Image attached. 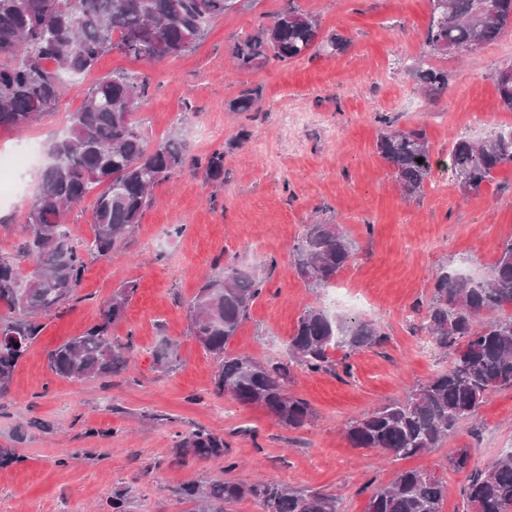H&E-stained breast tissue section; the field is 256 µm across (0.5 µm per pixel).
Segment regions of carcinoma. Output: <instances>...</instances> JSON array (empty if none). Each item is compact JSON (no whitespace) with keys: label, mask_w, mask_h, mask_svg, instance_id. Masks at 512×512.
<instances>
[{"label":"carcinoma","mask_w":512,"mask_h":512,"mask_svg":"<svg viewBox=\"0 0 512 512\" xmlns=\"http://www.w3.org/2000/svg\"><path fill=\"white\" fill-rule=\"evenodd\" d=\"M239 0H0V128L22 129L52 114L64 92L61 75L91 71L100 57L120 53L155 63L194 48L208 23ZM512 30V0H431L425 44L432 56L461 53ZM319 38V23L293 3L231 49L238 70L261 68L271 59L288 62L305 55ZM53 64L49 68L46 63ZM430 94L448 85V73L430 66L418 72ZM148 77L124 72L100 77L85 92L82 107L70 113L66 132L46 145L49 162L39 176V192L23 217L24 241L15 254H0V399L19 361L40 336L37 317L64 308L80 288L86 258L109 257L140 223L153 203L152 189L185 164L184 145L171 134L151 147L137 117ZM496 86L512 111V64L498 70ZM257 93L247 89L229 104L250 112ZM383 129L377 151L392 170L402 195L419 197L432 170V154L422 127ZM423 162H417V159ZM212 180L224 177V150L204 161ZM512 166V132L481 139L461 136L450 151L453 179L466 196L481 195L496 169ZM94 195L92 237L79 239L67 214ZM295 268L310 288H325L356 254V243L337 224H307L291 249ZM31 263L26 271L23 262ZM190 301L189 335L216 361L213 391L264 408L280 423L300 428L313 417L307 401L288 393L290 367L319 373L332 367L331 352L357 351L384 342L385 334L362 317L339 319L318 306L306 307L288 339V363L262 365L226 347L260 297L265 277L253 267L215 263ZM136 291L127 283L101 310V322L55 347L51 372L74 382L110 378L128 368L131 342L112 340L111 327L124 317ZM422 330L448 356V369L413 387L346 427L355 448L376 450L384 459L407 458L440 448L459 423L472 417L486 395L512 388V237L501 243L489 272L474 279L442 266L432 290ZM156 365L172 369L178 345L168 341ZM185 456L224 458V439L204 428L179 435ZM448 468L471 470L462 497L470 512H512V446L500 449L491 466L475 465L469 449L450 448ZM180 494L216 508L251 497L263 512H339L336 496L304 487L232 480L201 487L188 482ZM448 485L426 469L404 470L387 487L375 489L367 512H442Z\"/></svg>","instance_id":"carcinoma-1"}]
</instances>
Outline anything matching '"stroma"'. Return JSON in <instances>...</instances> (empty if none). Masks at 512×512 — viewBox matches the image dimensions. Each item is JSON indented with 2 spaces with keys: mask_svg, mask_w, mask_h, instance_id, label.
Returning <instances> with one entry per match:
<instances>
[{
  "mask_svg": "<svg viewBox=\"0 0 512 512\" xmlns=\"http://www.w3.org/2000/svg\"><path fill=\"white\" fill-rule=\"evenodd\" d=\"M291 2L317 18L322 37H342L346 48L234 70L232 46ZM430 11V0H246L212 21L194 49L155 64L109 52L66 83L56 113L22 132L0 129V147L46 144L88 87L121 70L149 78L138 113L149 145L181 132L189 159L156 185L153 205L120 252L88 262L74 299L42 317L40 337L19 362L0 400V446L21 457L0 469V501L12 512H106L122 491L127 512H194L176 495L180 484L259 479L323 490L338 497L340 512H366L374 488L415 468L447 481L444 512H465L461 490L470 474L449 469L447 448L386 461L344 436L349 421L447 369L418 315L434 271L467 258L490 268L512 235V167L469 197L440 165L456 137L512 129L494 80L512 63V31L435 57L423 42ZM427 66L448 73L439 96L424 94L415 78V68ZM248 88L258 93L254 110L229 111ZM384 117L427 133L438 164L419 199H404L376 150ZM218 148L224 178L214 182L197 163ZM38 183V170H30L15 177L12 195L0 197V252L21 238ZM308 224L340 225L358 244L356 257L316 291L291 257ZM219 260L260 267L267 277L228 354L287 361L288 338L309 305L372 320L385 333L383 345L334 352L330 371L293 369L288 390L313 408L310 424L290 428L262 407L214 394L216 362L190 336L186 303ZM127 282L137 290L111 333L132 341V368L84 383L52 374L49 351L98 323L103 304ZM165 340L179 343L180 360L168 371L154 362ZM191 427L223 437L235 468L180 458L177 435ZM510 444L506 388L490 392L447 447L469 448L486 467Z\"/></svg>",
  "mask_w": 512,
  "mask_h": 512,
  "instance_id": "stroma-1",
  "label": "stroma"
}]
</instances>
